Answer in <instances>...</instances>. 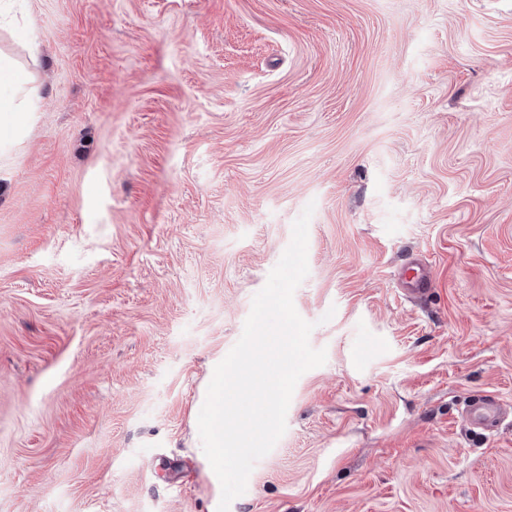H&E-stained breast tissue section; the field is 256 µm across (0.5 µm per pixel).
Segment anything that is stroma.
Listing matches in <instances>:
<instances>
[{
  "label": "stroma",
  "instance_id": "stroma-1",
  "mask_svg": "<svg viewBox=\"0 0 512 512\" xmlns=\"http://www.w3.org/2000/svg\"><path fill=\"white\" fill-rule=\"evenodd\" d=\"M10 2L0 512H217L198 415L310 203L327 360L229 512H512L464 419L512 406V0ZM30 73L12 59L0 56V116L13 127L25 125L35 112L30 99ZM400 278L405 287L400 289L404 296L425 300L431 295L432 279L420 258L409 257L400 272Z\"/></svg>",
  "mask_w": 512,
  "mask_h": 512
}]
</instances>
